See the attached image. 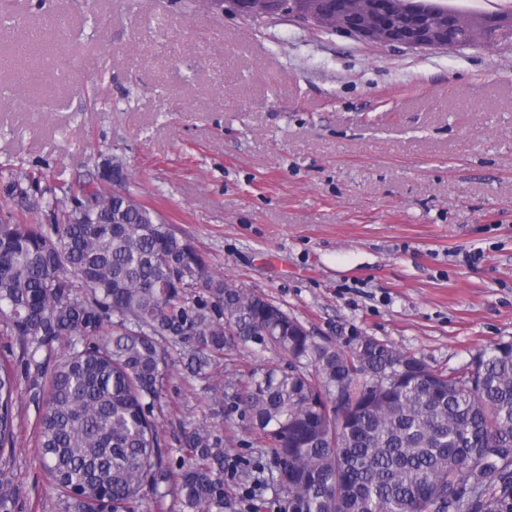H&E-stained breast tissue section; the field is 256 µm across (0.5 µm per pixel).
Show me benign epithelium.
Returning a JSON list of instances; mask_svg holds the SVG:
<instances>
[{
  "label": "benign epithelium",
  "instance_id": "7a95c632",
  "mask_svg": "<svg viewBox=\"0 0 512 512\" xmlns=\"http://www.w3.org/2000/svg\"><path fill=\"white\" fill-rule=\"evenodd\" d=\"M239 10L252 17L277 10L278 0H238ZM307 14L327 29H342L364 38L413 48L432 45L454 48L473 39L468 14L409 13L396 0H306Z\"/></svg>",
  "mask_w": 512,
  "mask_h": 512
}]
</instances>
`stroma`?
<instances>
[{"instance_id":"obj_1","label":"stroma","mask_w":512,"mask_h":512,"mask_svg":"<svg viewBox=\"0 0 512 512\" xmlns=\"http://www.w3.org/2000/svg\"><path fill=\"white\" fill-rule=\"evenodd\" d=\"M125 187L210 270L351 350L366 336L463 370L512 339V31L458 48L391 47L233 0H0V186L91 177ZM482 257L470 265L466 253ZM14 512H63L36 442L42 391L16 336ZM238 346L209 380L172 367L153 418L171 470L207 422L252 467L255 425L213 388L281 365Z\"/></svg>"}]
</instances>
